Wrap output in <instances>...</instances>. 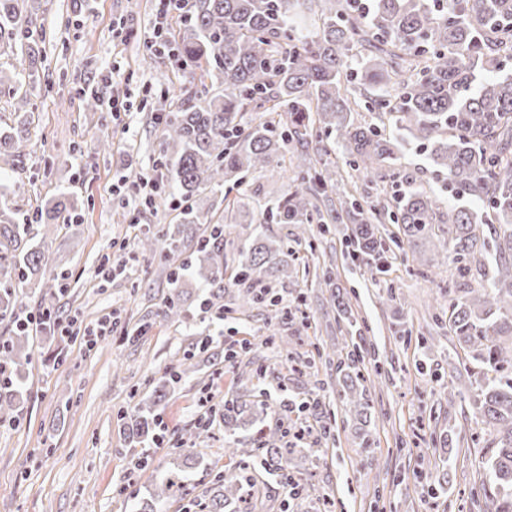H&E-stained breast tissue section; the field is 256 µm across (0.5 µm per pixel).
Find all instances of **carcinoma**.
<instances>
[{"label":"carcinoma","mask_w":512,"mask_h":512,"mask_svg":"<svg viewBox=\"0 0 512 512\" xmlns=\"http://www.w3.org/2000/svg\"><path fill=\"white\" fill-rule=\"evenodd\" d=\"M29 0H0V56L15 65L0 70V92L29 112L28 87L39 78L46 43L35 37L37 18ZM178 58L200 69L199 84L181 98L167 119L162 166L168 194L156 203L179 211L177 227L165 240V257L185 256L171 268L179 288L185 276L210 288L201 304L223 311L224 224L325 223L315 200L332 201L336 183L330 172V139L358 178L370 183L388 176L393 194L383 201L345 195L331 220L347 225L349 256L387 271L386 224H397L407 243L427 236L436 251L453 252L457 275L485 271L493 235L495 265L478 295L464 297L448 310V328L478 368V410L499 437L487 463L497 492L490 512H512V378L488 381V374L512 371V74H501L512 59V0H198L191 19L174 40ZM367 54L353 52L356 45ZM288 112L283 127L277 116ZM359 112L389 115L393 126L420 145L443 176L448 208L432 189H419L396 170L401 142L361 123ZM29 135V121L0 131V160L14 156ZM297 158L283 195L250 215L239 200L224 204V214L208 219L202 195L224 183L255 173H275L288 154ZM481 208V217L463 202ZM67 198L44 208L47 233L71 212ZM212 225L209 235L199 225ZM27 231L16 213L0 207V322L14 326L0 343V363L13 372L0 386V419L15 418L21 380L16 366L29 362L28 330L19 323L20 289L47 264L45 251L26 245ZM288 243L257 236L239 250L240 288H255L288 274ZM193 356L169 373L175 384L195 372ZM342 393L353 408H370L369 390L355 360L338 359ZM264 464L275 471L290 452L288 431L260 433ZM251 448L227 444V463L203 491L210 512L251 495L247 476ZM182 477L169 474L154 490V509L177 491Z\"/></svg>","instance_id":"1"}]
</instances>
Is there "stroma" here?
Segmentation results:
<instances>
[{
  "label": "stroma",
  "instance_id": "stroma-1",
  "mask_svg": "<svg viewBox=\"0 0 512 512\" xmlns=\"http://www.w3.org/2000/svg\"><path fill=\"white\" fill-rule=\"evenodd\" d=\"M154 12L155 0H51L38 12L48 58L32 98L28 139L17 163L0 162V182L11 187L7 201L29 224L31 244L48 241L46 273L66 274L68 291L54 294L34 279L22 310L50 304L77 317L80 327L110 316L116 328L91 347L49 328L35 333L31 362L21 368L17 421L0 423V512H137L150 502L156 478L177 469L186 492L164 512H204L202 492L212 484L213 465L224 462L225 438L252 448L258 429L287 418L310 431L287 473L262 477L254 512H320L326 498L335 512H487L485 461L494 436L474 408V388L461 377L467 357L448 333L449 304L481 277L456 287L453 263L428 242L395 247L389 271L380 274L347 259L343 225L325 233L311 224L287 276L270 283L281 305L301 307L306 322H269L268 309L249 304L236 286L233 263L224 275L223 320L202 323V288L194 279L177 291L182 321L162 318L176 290L163 254L140 253L136 234L162 236L176 214L153 208L137 214L129 199L133 181L150 174L163 150L157 113L176 105L198 75L147 49L144 30ZM116 18L126 24L121 39L112 35ZM87 89L102 101L97 111L85 107ZM115 97L133 103L129 121L113 119L107 102ZM287 184L283 172L255 174L226 194L204 197L202 210L212 212L225 196L273 200ZM61 195L77 201V220L44 235L34 217ZM133 216L139 226L130 224ZM106 253L126 263V271L99 276ZM421 259L426 269H419ZM325 270L332 273L329 289L317 280ZM335 293L351 305L361 335L338 330ZM271 335L300 337L296 350L308 367L292 370L285 349L266 345ZM205 337L210 346L197 357V377L157 399L164 373ZM363 338L376 350L359 363L372 384L364 418L342 397L328 358L347 355ZM244 341L253 348L241 365L256 376L242 381L240 365L225 361L224 351ZM209 378L208 406L220 411L234 398L272 411L231 434L216 420L209 436L196 441L204 461L187 469L184 448L205 409L198 382ZM145 413L158 436L139 444L131 424Z\"/></svg>",
  "mask_w": 512,
  "mask_h": 512
}]
</instances>
